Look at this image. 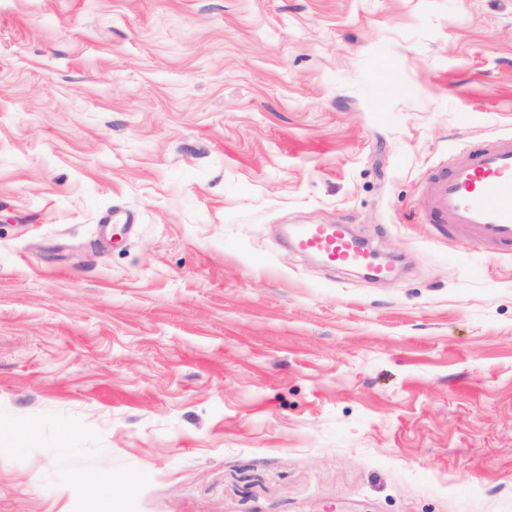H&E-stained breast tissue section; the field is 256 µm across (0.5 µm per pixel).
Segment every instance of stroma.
Segmentation results:
<instances>
[{"label": "stroma", "instance_id": "35a3bbf8", "mask_svg": "<svg viewBox=\"0 0 512 512\" xmlns=\"http://www.w3.org/2000/svg\"><path fill=\"white\" fill-rule=\"evenodd\" d=\"M505 136L512 0H0V512H512V255L418 219ZM292 244L305 255H315L330 268L362 267L382 275L389 271L375 263L367 245L354 237L347 224H304L294 230Z\"/></svg>", "mask_w": 512, "mask_h": 512}]
</instances>
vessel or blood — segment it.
<instances>
[{
	"mask_svg": "<svg viewBox=\"0 0 512 512\" xmlns=\"http://www.w3.org/2000/svg\"><path fill=\"white\" fill-rule=\"evenodd\" d=\"M420 214L440 235L459 237L490 254H512V137L474 145L428 171ZM292 244L334 269L385 272L344 224L303 225L295 229Z\"/></svg>",
	"mask_w": 512,
	"mask_h": 512,
	"instance_id": "obj_1",
	"label": "vessel or blood"
}]
</instances>
